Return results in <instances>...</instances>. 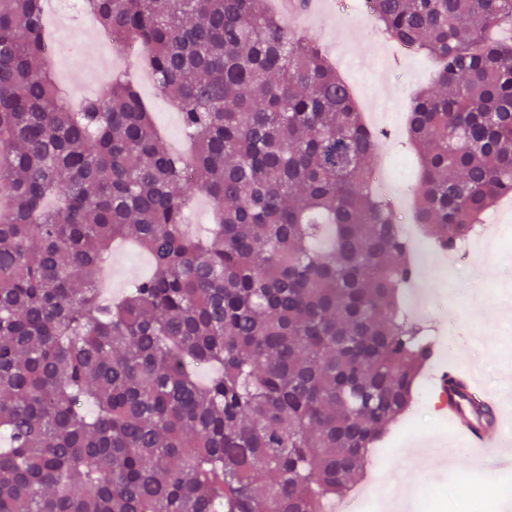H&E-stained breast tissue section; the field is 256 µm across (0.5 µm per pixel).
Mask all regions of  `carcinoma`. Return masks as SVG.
<instances>
[{
	"label": "carcinoma",
	"instance_id": "obj_1",
	"mask_svg": "<svg viewBox=\"0 0 512 512\" xmlns=\"http://www.w3.org/2000/svg\"><path fill=\"white\" fill-rule=\"evenodd\" d=\"M265 2L88 0L145 52L184 157L126 72L72 109L42 0H0V512H323L408 410L432 352L376 135ZM369 2L438 65L408 115L412 210L452 251L512 194V41L487 38L512 0ZM125 246L151 271L107 298Z\"/></svg>",
	"mask_w": 512,
	"mask_h": 512
}]
</instances>
